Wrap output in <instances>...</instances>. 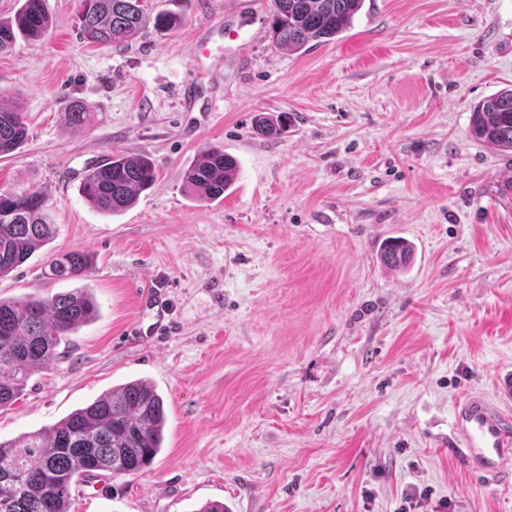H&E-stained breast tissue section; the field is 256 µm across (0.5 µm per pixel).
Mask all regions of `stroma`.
Wrapping results in <instances>:
<instances>
[{"instance_id": "stroma-1", "label": "stroma", "mask_w": 512, "mask_h": 512, "mask_svg": "<svg viewBox=\"0 0 512 512\" xmlns=\"http://www.w3.org/2000/svg\"><path fill=\"white\" fill-rule=\"evenodd\" d=\"M148 4L182 27L115 51L80 40L76 0H45L47 36L0 55V105L28 126L0 192H44L57 226L0 298L80 286L99 307L0 409V440L147 379L160 452L80 482L70 512H399L415 491L412 512H512V461L488 482L447 448L463 393L512 409V155L468 134L473 105L512 87V0H366L302 54L274 45L268 0ZM261 112L280 138L254 134ZM210 146L240 176L202 202L184 173ZM118 153L149 157L156 181L106 216L80 185ZM394 237L415 248L402 272L376 258ZM70 251L89 274L48 279ZM146 277L167 291L155 339Z\"/></svg>"}]
</instances>
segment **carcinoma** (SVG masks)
<instances>
[{"label":"carcinoma","mask_w":512,"mask_h":512,"mask_svg":"<svg viewBox=\"0 0 512 512\" xmlns=\"http://www.w3.org/2000/svg\"><path fill=\"white\" fill-rule=\"evenodd\" d=\"M13 17L0 18V54L12 50L17 36L41 38L50 19L44 0H20ZM146 0H78L77 27L87 44L124 50L132 46L147 23ZM365 0H270L272 35L277 46L305 52L353 27ZM180 14L162 11L154 26L175 30ZM91 107H71L67 118L83 126ZM255 132L267 139L283 133L281 118L260 113ZM470 136L503 153L512 151V88L481 100L472 110ZM23 112L0 107V155L15 151L27 139ZM240 174L238 161L223 149L204 150L184 174L189 194L201 201L224 195ZM156 179L144 155L116 154L88 169L82 193L97 211L114 215L133 206L138 195ZM47 200L38 190L0 192V276L23 264L55 233ZM413 258V246L404 239L387 241L378 256L382 266L401 271ZM91 255L72 251L52 257L51 279H81L90 271ZM98 308L85 293L67 292L51 298L28 296L0 299V408L11 405L30 378L48 367L62 340L95 319ZM166 423L164 401L148 380H134L72 411L52 427L0 441V475L18 471L23 476L0 512H70L72 488L100 472L131 475L148 467L160 452Z\"/></svg>","instance_id":"carcinoma-1"}]
</instances>
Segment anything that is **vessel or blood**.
I'll list each match as a JSON object with an SVG mask.
<instances>
[{"mask_svg":"<svg viewBox=\"0 0 512 512\" xmlns=\"http://www.w3.org/2000/svg\"><path fill=\"white\" fill-rule=\"evenodd\" d=\"M164 289H143L139 294L141 307L155 308L157 314L150 326L153 335L166 328V316L161 310ZM452 444L458 449L469 469L488 481L501 477L512 461V413L503 410L484 394L471 393L458 403L453 416Z\"/></svg>","mask_w":512,"mask_h":512,"instance_id":"obj_1","label":"vessel or blood"}]
</instances>
